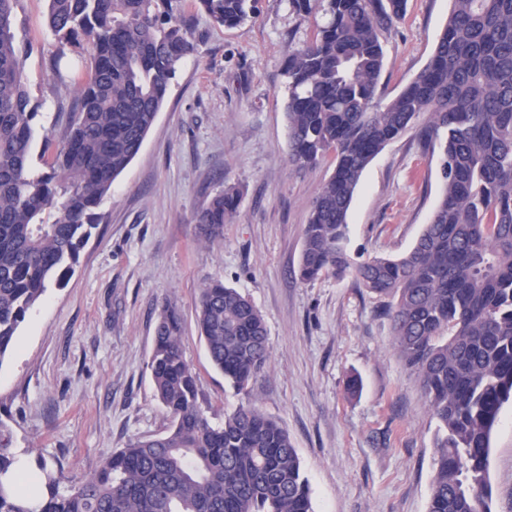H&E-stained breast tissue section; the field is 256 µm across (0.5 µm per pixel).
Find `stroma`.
<instances>
[{"label": "stroma", "mask_w": 512, "mask_h": 512, "mask_svg": "<svg viewBox=\"0 0 512 512\" xmlns=\"http://www.w3.org/2000/svg\"><path fill=\"white\" fill-rule=\"evenodd\" d=\"M451 0H407L381 34L391 98L426 65ZM47 0H20L15 31L36 127L62 130L52 63L81 65L46 25ZM313 17L289 0H258L234 27L194 17L198 54L171 80L144 144L99 207L74 272L50 283L0 362V420L28 465L72 480L94 475L130 442L167 431L149 361L155 326L175 306L181 347L215 420L252 404L285 429L309 480L312 512H428L437 422L418 374L393 345L382 306L352 278L297 276L304 227L331 167L289 160L283 70ZM225 187L241 193L223 239H199L198 212ZM439 161L409 130L365 169L348 213L357 261L398 258L430 220ZM219 279L264 316L270 359L247 391L214 370L196 319L203 282ZM359 389L350 392L351 379ZM492 512H512V404L491 439Z\"/></svg>", "instance_id": "1"}]
</instances>
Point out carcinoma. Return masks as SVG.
<instances>
[{
    "instance_id": "obj_1",
    "label": "carcinoma",
    "mask_w": 512,
    "mask_h": 512,
    "mask_svg": "<svg viewBox=\"0 0 512 512\" xmlns=\"http://www.w3.org/2000/svg\"><path fill=\"white\" fill-rule=\"evenodd\" d=\"M18 2L0 0V364L48 283L73 273L99 206L197 53L181 0H48V27L62 44L87 48L89 64L60 146L47 133L36 156ZM452 2L429 62L382 105L380 36L406 0H290L322 22L288 49L285 113L289 161L333 165L305 225L300 280L351 275L384 301L394 345L438 422L428 512H492L491 433L512 400V0ZM257 3L194 0L218 27L245 23ZM416 126L441 161L429 224L405 256L357 263L346 247L354 192L373 158ZM239 203L232 189L211 197L197 214L202 242L224 237ZM196 315L211 364L245 390L269 357L260 310L211 280ZM181 333L180 316L165 307L149 367L169 430L129 443L84 481L68 484L41 461L30 475L38 494L22 493L1 421L0 512H311L288 433L249 404L214 422Z\"/></svg>"
}]
</instances>
